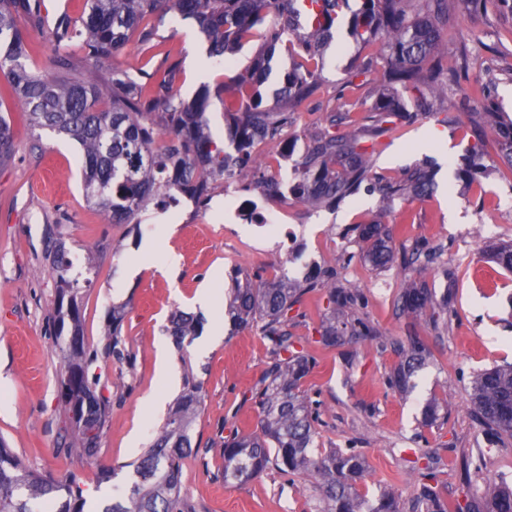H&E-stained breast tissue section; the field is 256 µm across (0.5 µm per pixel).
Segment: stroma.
<instances>
[{
  "instance_id": "35a3bbf8",
  "label": "stroma",
  "mask_w": 512,
  "mask_h": 512,
  "mask_svg": "<svg viewBox=\"0 0 512 512\" xmlns=\"http://www.w3.org/2000/svg\"><path fill=\"white\" fill-rule=\"evenodd\" d=\"M336 38L345 43V51L327 50L321 89L295 112L288 129L294 153L276 161L271 146L255 147L271 158L272 173L283 181L297 175L307 138L320 129L325 112L333 109L345 121L362 122L379 83L374 75L351 79L349 64L358 48L347 27L337 28ZM157 42L151 51L129 42L112 61L98 65V74L160 70L169 55L182 66L177 89L183 98H192L201 85L222 81L221 69L211 68L201 82L188 68L191 55L207 52L193 20L165 19ZM440 44L444 67L467 71L459 87L449 90L438 116L399 126L375 144V170L384 177L431 162L435 190L422 201L389 202L363 193L329 210L292 198L280 203L266 198L265 209L288 210L285 223L271 228L240 219V203L248 191L218 185L211 195L223 200V211L212 206L198 210L184 201L168 212L148 209L138 224H110L84 197L78 146L18 125L13 158L0 167V440L6 447L54 477L77 473L89 512H96L100 501L133 473L131 464L138 455L129 448L131 437L140 435L141 448H148L173 407L168 401L156 411L147 409L161 388L162 367L173 371L178 393L189 364L203 383L204 395L192 430V445L200 453L184 466V483L196 512H318L319 496L311 484L288 482L270 470L248 483L225 485L224 438L256 427L250 389L266 367L267 345L258 329H233L223 317L196 305L195 297L206 288H231L237 268L270 279L284 273L300 278L313 269L332 267L340 279L362 288L363 317L385 336L421 337L432 357L415 392L405 397L391 391L384 380L399 362L393 349L364 343L355 349L353 366L345 367L339 350L317 341L326 298L320 290L309 293L292 332L316 359L304 389L321 402L322 447L355 443L368 464L370 493L391 487L404 504L416 494L405 473L416 452L439 454L438 490L448 504L465 503L485 479L512 481V441L488 445L468 396L474 373L512 363V273L484 253L487 242L512 243V167L493 147L476 152L462 103L463 89L491 80L501 112L512 117V14L492 6L474 19L450 16L440 31ZM341 88L346 95L340 99L336 92ZM423 131L437 137L436 148L418 143ZM469 157L479 162V175L465 184L457 170ZM377 221L397 225L398 245L424 242L443 248L447 271L429 276L428 282L436 293H453L446 326L433 328L426 314L413 322L395 316L404 271L397 266L373 268L355 241L356 226ZM168 223L173 231H165ZM149 236L158 238L160 252L176 256L172 271L160 270L158 259L142 258L140 245ZM53 237L65 240L74 270L89 272L92 279L83 298L88 345L102 344L112 306L124 308L121 338L130 359L97 363L99 388L112 410L98 454L90 462L62 449L68 433L61 416L62 367L53 327L57 284L46 260ZM178 309L201 323L199 335L180 345L165 332ZM442 395L448 398L447 418L423 424L420 400ZM477 450L483 453L481 473L468 482L463 462ZM104 466L116 471L107 484L101 481Z\"/></svg>"
}]
</instances>
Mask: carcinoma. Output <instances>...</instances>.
Instances as JSON below:
<instances>
[{
    "instance_id": "carcinoma-1",
    "label": "carcinoma",
    "mask_w": 512,
    "mask_h": 512,
    "mask_svg": "<svg viewBox=\"0 0 512 512\" xmlns=\"http://www.w3.org/2000/svg\"><path fill=\"white\" fill-rule=\"evenodd\" d=\"M87 0L80 23L67 16L58 20L55 48L46 72L29 68V31L42 30L40 0H0V98L20 103V120L34 129L64 135L79 146L83 156V192L112 224H138L149 206L167 211L192 199L207 208L211 186L236 182L244 188L261 187L271 197L286 194L312 208L335 207L354 196L363 184L385 198L423 200L432 193L426 171L416 166L394 178L374 171L376 138L398 122L418 115L431 116L442 108L448 88L459 85L458 72H444L438 55L440 27L448 22L451 4L470 15L486 12L490 0H359L349 20L350 35L363 49L353 60L351 79L380 74V86L366 116L367 124L345 133L332 128L342 117L331 110L325 127L309 135L299 162L297 180L284 184L267 174L268 166L253 155L256 142L267 140L282 154L294 149L288 137L295 107L320 89L324 68L323 47L348 0ZM196 22L208 43V57L233 64L238 51L259 37L256 53L245 74L217 92L224 95V112L231 118L230 145L212 133L207 113L210 94L184 100L176 89L181 69L168 62L159 81L147 70L137 75L112 71L103 80L91 63L110 61L135 39L144 48L155 46L158 27L169 15ZM284 51L294 67L270 104L255 76L268 66V56ZM415 93L408 110L400 90ZM465 107L478 139L491 127L496 146L512 165V122L497 121L492 87L480 84L464 92ZM14 125L0 115V165L13 157ZM365 259L384 269L395 262L427 271L439 254L421 245L396 249L394 224H364L356 228ZM50 276L57 284L55 307L58 334L68 333L59 345L63 372L60 394L69 420L71 439L66 452L93 460L107 422L110 400L97 392L93 367L101 357L125 359L119 335L122 308H112V323L102 348L89 349L80 330L82 296L79 276H71L65 241L48 247ZM490 258L512 272V244L488 246ZM225 299L224 314L235 328L259 327L268 342L270 358L252 390L259 431L224 437V483L245 484L274 470L290 481H308L319 492L321 512H401L397 494L384 490L369 496L361 491L368 468L359 449L321 448L318 444L320 406L302 385L316 360L301 347L291 328L307 294L319 289L326 297L317 333L325 347L340 350L344 364H353V349L365 342L386 343L400 361L387 377V386L402 395L417 387L416 378L431 357L421 337L408 344L388 339L359 314L363 289L341 281L334 268H320L305 280L286 275L263 279L237 269ZM432 311L434 327L448 316V296L436 295L424 279L403 283L396 311L413 319ZM176 344L196 332L193 316L177 311L167 328ZM470 400L485 434L502 443L512 439V364L496 365L471 378ZM202 407V382L193 367L185 369L183 388L165 423L149 448L133 464V476L97 512H195L183 484L185 460L193 455L191 432ZM448 415V403L429 398L422 420L433 424ZM424 466L413 465L409 476L418 486L410 512H448L435 486L438 458L425 456ZM84 489L73 476L55 478L15 458L0 442V512H87ZM457 512H512V485L503 481L472 496Z\"/></svg>"
}]
</instances>
